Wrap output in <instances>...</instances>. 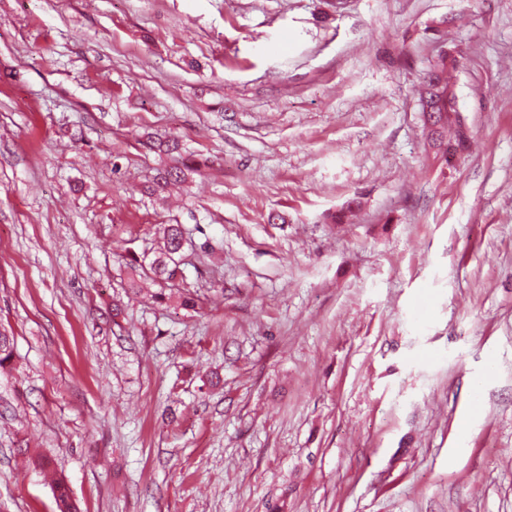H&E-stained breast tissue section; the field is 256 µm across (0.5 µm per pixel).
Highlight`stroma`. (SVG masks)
<instances>
[{
    "label": "stroma",
    "instance_id": "35a3bbf8",
    "mask_svg": "<svg viewBox=\"0 0 512 512\" xmlns=\"http://www.w3.org/2000/svg\"><path fill=\"white\" fill-rule=\"evenodd\" d=\"M0 327V512H512V0H0ZM425 78L420 89L423 114L425 115L430 110V112H436L439 115H446L443 124V118H440L437 114H433L432 117L428 115V125L431 128L435 129L440 125L438 130H432L427 126L430 144L433 147L434 143L440 139L446 147L448 145L453 146L455 154L460 153L465 149L469 137L458 117L459 109L456 95H448L447 93V89L450 87L448 83V55H442L439 62L428 72ZM446 147L435 149L443 154ZM455 154L450 156L455 157ZM187 167L169 166L159 170L156 178L151 186L147 187L150 194H160L164 192L168 186L184 182L187 179ZM163 245L148 259V254L142 259L134 257L132 261L140 267L142 275L151 281L166 280L172 281L176 277V270L179 269V256L184 248V241L187 235L186 229L181 224H164Z\"/></svg>",
    "mask_w": 512,
    "mask_h": 512
}]
</instances>
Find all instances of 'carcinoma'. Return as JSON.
Returning a JSON list of instances; mask_svg holds the SVG:
<instances>
[{
    "instance_id": "1",
    "label": "carcinoma",
    "mask_w": 512,
    "mask_h": 512,
    "mask_svg": "<svg viewBox=\"0 0 512 512\" xmlns=\"http://www.w3.org/2000/svg\"><path fill=\"white\" fill-rule=\"evenodd\" d=\"M448 83V55L440 57L439 62L427 74L420 89V100L423 111H432L446 115L445 122L436 130H428L430 143L441 140L445 145L453 146L455 152H462L468 142L467 132L459 119V109L456 95L447 93ZM145 146L154 152L172 156L179 152V142L175 139L154 140L147 138ZM188 168L169 166L159 170L147 191L152 194L164 192L168 186L184 182L187 179ZM187 232L181 224H166L163 227V245L153 252V256L146 255L133 258V262L140 267L142 275L152 281H171L179 269V256L183 250ZM15 339L6 329H0V370L10 367L14 358ZM55 501L58 512H79L72 499L67 483L58 479L54 482Z\"/></svg>"
}]
</instances>
